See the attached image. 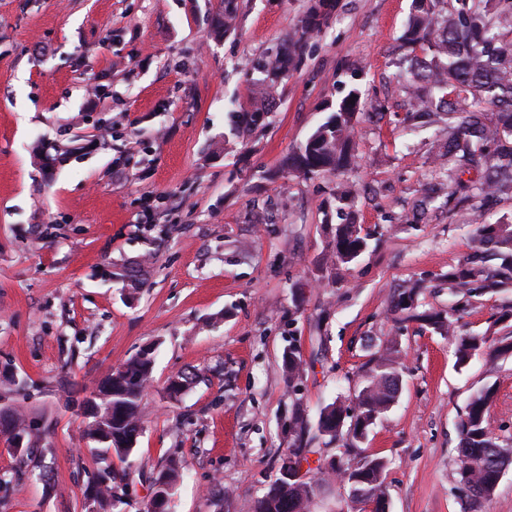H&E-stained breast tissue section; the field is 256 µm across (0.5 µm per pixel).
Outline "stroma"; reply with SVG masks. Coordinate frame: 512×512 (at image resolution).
<instances>
[{
    "instance_id": "obj_1",
    "label": "stroma",
    "mask_w": 512,
    "mask_h": 512,
    "mask_svg": "<svg viewBox=\"0 0 512 512\" xmlns=\"http://www.w3.org/2000/svg\"><path fill=\"white\" fill-rule=\"evenodd\" d=\"M0 0V394L34 423L32 447L0 437V512H87L104 467L121 512H145L152 481L184 465L169 512H253L309 423L363 387L396 350L401 386L358 452L387 462L388 512H463L458 422L496 389L491 432L512 437V354L459 365L456 337L512 336V288L457 293L480 224L512 225V194L448 202L438 124L411 129L398 80L412 0H335L302 36L310 0ZM300 41L272 105L250 62ZM355 165L304 175L284 162L350 90ZM267 106L229 136L233 112ZM53 145L54 164L32 154ZM357 193L348 206L342 183ZM370 237L349 267L326 256L347 219ZM144 278L132 289L129 273ZM419 285V310L454 333L404 320L394 300ZM306 367L289 381L283 355ZM153 380L132 454L102 460L82 441L97 382L143 349ZM196 379L178 398L170 376ZM310 512H372L322 478Z\"/></svg>"
}]
</instances>
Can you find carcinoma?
<instances>
[{"label":"carcinoma","instance_id":"1","mask_svg":"<svg viewBox=\"0 0 512 512\" xmlns=\"http://www.w3.org/2000/svg\"><path fill=\"white\" fill-rule=\"evenodd\" d=\"M403 43L419 48L426 57L410 59L405 79L423 86L410 118L418 123L437 116L448 124V151L441 155L439 169L457 187L481 200L512 193V145L489 152V143L512 137V0H414ZM293 42L273 57L260 58L251 70L264 75L266 94L274 92L278 73L296 55ZM358 92L352 90L326 122L318 126L288 158V167L313 174L351 167L347 143L351 120L358 110ZM264 111L242 109L235 113L231 132L257 127ZM477 263L489 251L502 255V266L483 279L481 288L496 290L512 284V229L493 224L476 227ZM368 248V235L358 224L336 225L332 262L348 265ZM458 362L465 364L485 348L478 335L457 337ZM288 379L302 375L300 352L290 349L283 358ZM399 373L396 361L382 356L356 395L355 405L332 403L320 413L317 431L338 442L339 454L326 466L349 473L353 483L366 491L362 502H380L386 494V461L364 456L348 458L350 449L362 442L375 420L393 402ZM152 381V358L144 351L100 379L87 402L81 438L100 443L104 434L112 440L103 444V454L126 458L134 450L145 415L144 396ZM495 389L477 391L458 424L459 444L455 471L457 488L466 496L464 512H488L500 476L512 465V443L493 436L488 427V410ZM355 423L353 433L344 431L346 421ZM0 434L11 443L19 434L30 444L33 429L25 412L16 407L10 421H0ZM305 449L293 448L288 467L259 497L253 512H309L317 483L299 475ZM180 477V466L172 461L153 483L148 512H167L171 490ZM96 512H113L120 503L112 491V470L105 468L91 486Z\"/></svg>","mask_w":512,"mask_h":512}]
</instances>
